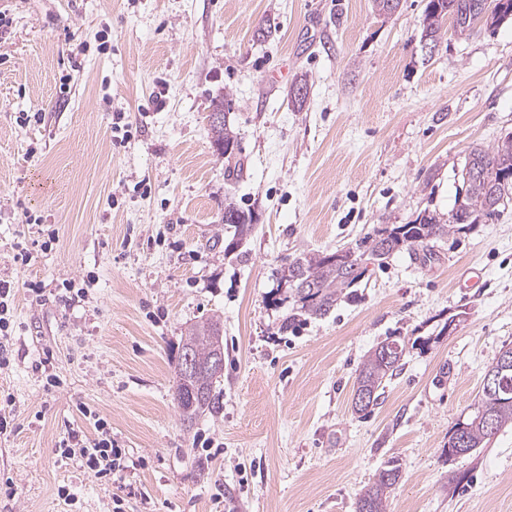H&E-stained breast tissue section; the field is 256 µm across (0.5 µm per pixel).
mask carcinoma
Masks as SVG:
<instances>
[{
	"instance_id": "carcinoma-1",
	"label": "carcinoma",
	"mask_w": 512,
	"mask_h": 512,
	"mask_svg": "<svg viewBox=\"0 0 512 512\" xmlns=\"http://www.w3.org/2000/svg\"><path fill=\"white\" fill-rule=\"evenodd\" d=\"M468 2L470 0H428L423 20V36L431 43L437 42L443 23L449 18L452 19L456 32L462 35L479 22L494 28L512 17V0H493L494 9L483 20L468 7ZM212 132L213 143L220 147L221 153L228 152L231 145L237 146L226 125L214 126ZM496 167L512 169V137L493 150L482 147L470 150L462 170L466 184L464 209L460 214H451L448 223L442 224L436 216L425 213L417 223L398 225L367 236L358 246L359 253L351 262L344 261V258L334 252L313 258H296L280 269L276 293L282 294L281 285L288 283L294 276L295 265L298 264L306 274L308 291L303 298H293V317H318L327 314L336 305L342 291L355 284L364 274L360 266L363 256L367 255L382 265L392 254L403 249L416 248L427 253L433 248L435 240L460 231L470 224H476L482 217L494 216L504 200L512 195V180L498 186L492 183L490 171ZM224 223L232 225L235 236L240 238L249 234L253 227L246 213L231 202L224 205ZM384 344L393 349L392 360L384 361L376 348L362 364L356 377V389L374 394V405L379 398L380 386L399 368L405 350V345L394 339L386 340ZM187 351L198 365L199 372L186 377L181 370H176L174 399L182 420L191 424L204 414L219 413L222 408L220 393L215 391L221 374L213 370L217 357L224 354L219 320L210 319L188 329L186 336L182 338L179 354ZM502 382L507 393L494 400L485 396L481 398L474 411L464 420L465 447H457V430L454 429L448 436V446L444 449L446 455H467L477 448H483L498 431L508 425L512 426V368L502 372ZM481 410L494 420L495 430H489L484 423L476 421V414ZM400 477V467L395 464L381 469L373 483L360 494L356 510L386 512L388 494L397 485Z\"/></svg>"
}]
</instances>
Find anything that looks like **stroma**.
Wrapping results in <instances>:
<instances>
[{"label":"stroma","mask_w":512,"mask_h":512,"mask_svg":"<svg viewBox=\"0 0 512 512\" xmlns=\"http://www.w3.org/2000/svg\"><path fill=\"white\" fill-rule=\"evenodd\" d=\"M426 3L387 15L373 0H0V281L16 293L0 369L15 416L0 478L16 493L0 512H112L117 496L124 512H355L392 461L386 512H512L511 426L444 453L512 347V200L431 258L370 266L288 333L292 305L273 300L295 258L428 212L447 220L471 148L512 135V19L445 25L428 57ZM216 98L238 177L212 145ZM22 112L41 120L19 124ZM118 120L131 128L121 144ZM228 202L254 224L230 253ZM209 317L224 336L223 408L189 425L175 365L186 328ZM390 337L402 365L357 414L358 371ZM45 356L48 373L34 371ZM84 405L134 460L122 481L61 458L68 431L98 436Z\"/></svg>","instance_id":"35a3bbf8"}]
</instances>
